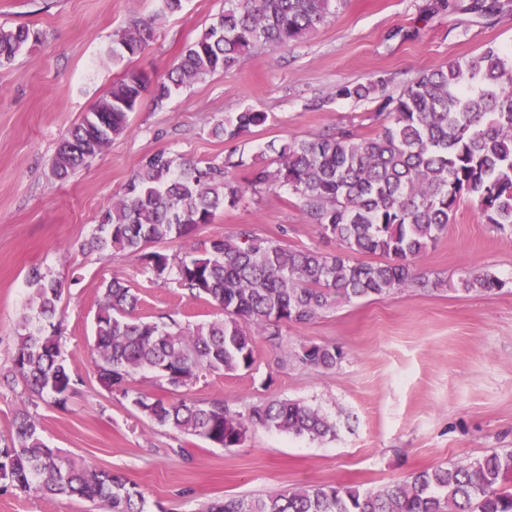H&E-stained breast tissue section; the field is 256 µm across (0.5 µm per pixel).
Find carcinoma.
Masks as SVG:
<instances>
[{
    "label": "carcinoma",
    "mask_w": 512,
    "mask_h": 512,
    "mask_svg": "<svg viewBox=\"0 0 512 512\" xmlns=\"http://www.w3.org/2000/svg\"><path fill=\"white\" fill-rule=\"evenodd\" d=\"M333 0H224V13L187 47L161 80L129 70L59 144L51 170L67 180L100 154L128 126L144 93L161 104L173 90L221 73L262 47H283L325 24ZM155 21L134 20L117 35L112 57L133 58L155 36ZM29 28L0 27V66L28 46ZM387 78L342 84L336 96L372 99ZM377 116L387 118L370 134L340 128L332 134L291 139L278 148L275 165L249 163L231 151L224 163H184L166 151L146 156L122 195L102 210L89 249H118L138 256L157 279L175 280L195 298L218 307L219 316L199 325L133 316L138 295L125 283L106 285L95 321V368L100 385L131 400L161 427L198 436L224 448L242 445L253 426L311 439L336 436V423L304 403L272 400L248 414L222 400L197 402L173 395L203 371L249 370L253 336L279 343L281 326L305 325L337 301L380 297L411 285H430L414 260L448 230L458 203H477L483 222L512 226V57L497 47L445 66L424 70L397 96H385ZM264 112L245 110L212 129L233 142L266 124ZM244 167L251 187L288 186L336 253L286 248L247 228L210 239L181 257L151 249L188 238L217 212L234 208L244 189L233 170ZM378 257L361 262L355 255ZM11 355V380L32 394H47L61 410L81 379L65 356L59 329L64 283L38 268ZM464 290L492 293L505 286L494 275L473 271ZM438 286V283L431 284ZM342 350L316 343L284 354L283 363L334 369ZM149 372L171 397L133 394L138 375ZM0 444V482L46 497H76L106 512H148L139 486L125 477L79 463L44 440L28 411L14 418ZM512 449L494 450L451 466L438 465L382 490L315 483L254 497H226L200 512H512Z\"/></svg>",
    "instance_id": "cac0c4a2"
}]
</instances>
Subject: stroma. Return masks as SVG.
<instances>
[{
  "label": "stroma",
  "mask_w": 512,
  "mask_h": 512,
  "mask_svg": "<svg viewBox=\"0 0 512 512\" xmlns=\"http://www.w3.org/2000/svg\"><path fill=\"white\" fill-rule=\"evenodd\" d=\"M428 0H342L306 39L261 49L231 70L172 92L163 105L144 96L126 132L57 183L51 161L67 130L126 69L163 75L224 11V0H183L178 14L161 0H0V26L30 27L36 41L0 67V375L8 370L31 292L30 268L66 285L61 331L68 364L82 379L67 410L49 398L0 385V437L15 414L34 411L50 446L125 476L144 491L149 512H198L215 498L258 496L336 482L379 490L414 472L512 448V228L483 223L471 201L456 208L448 232L417 259L443 289L414 286L383 297L341 302L305 325L282 326V344L255 336L251 370L209 373L182 395L223 400L248 411L273 399L301 401L337 422L335 437L312 440L262 427L243 445L221 448L161 427L130 400L102 388L92 362L93 332L106 285L120 279L138 294L136 316L198 324L216 310L136 256L89 249L102 209L118 197L149 154L178 162H220L229 146L212 135L225 117L251 108L267 123L242 139L245 158L271 162L270 146L342 126L369 134L374 100L336 97L344 83L386 75L398 94L421 71L490 46H512V0L491 17L471 0L426 13ZM156 19V39L140 56L115 62L112 43L137 17ZM247 227L289 248L338 251L285 187L247 188L242 201L199 225L190 243ZM504 280L492 294L464 292L472 269ZM304 343L337 347L335 369L283 364ZM88 503L0 489V512H87Z\"/></svg>",
  "instance_id": "obj_1"
}]
</instances>
